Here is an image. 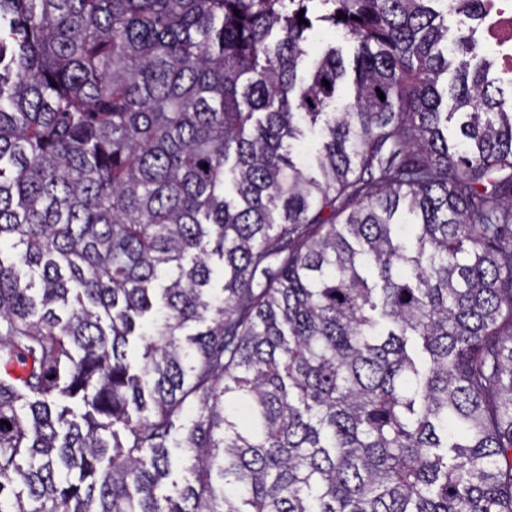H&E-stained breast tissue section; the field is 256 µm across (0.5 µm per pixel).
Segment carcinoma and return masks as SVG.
I'll list each match as a JSON object with an SVG mask.
<instances>
[{"mask_svg":"<svg viewBox=\"0 0 512 512\" xmlns=\"http://www.w3.org/2000/svg\"><path fill=\"white\" fill-rule=\"evenodd\" d=\"M493 6L0 0V512H512ZM336 40V45H340L343 47V55L345 58V62L349 73L351 74L348 79L342 84V91L347 92L350 89L351 79H352V50L350 44L337 40V34L334 29H319L314 32L310 41L309 47V56L305 58L304 65L311 62L317 56L319 52V46L323 42ZM320 130L316 127L313 130H308L305 137L301 140L294 142L292 147V156L298 163H305L308 158L316 153L319 147Z\"/></svg>","mask_w":512,"mask_h":512,"instance_id":"1","label":"carcinoma"}]
</instances>
